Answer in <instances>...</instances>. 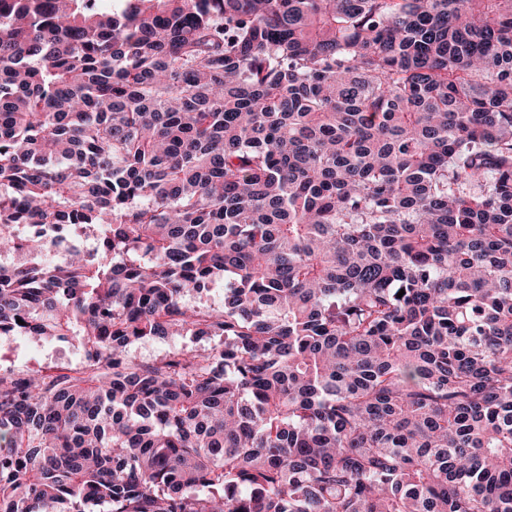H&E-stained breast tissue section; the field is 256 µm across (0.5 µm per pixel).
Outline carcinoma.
<instances>
[{
    "mask_svg": "<svg viewBox=\"0 0 512 512\" xmlns=\"http://www.w3.org/2000/svg\"><path fill=\"white\" fill-rule=\"evenodd\" d=\"M120 2L0 0V512H512V0ZM186 340L182 337L172 336L163 340L151 341L145 344H137L132 348V354L141 360L155 359L164 355L173 347L182 346ZM72 347L47 342L27 343L17 340L13 347L9 340L0 339V365L17 370H56L69 369L78 361Z\"/></svg>",
    "mask_w": 512,
    "mask_h": 512,
    "instance_id": "obj_1",
    "label": "carcinoma"
}]
</instances>
